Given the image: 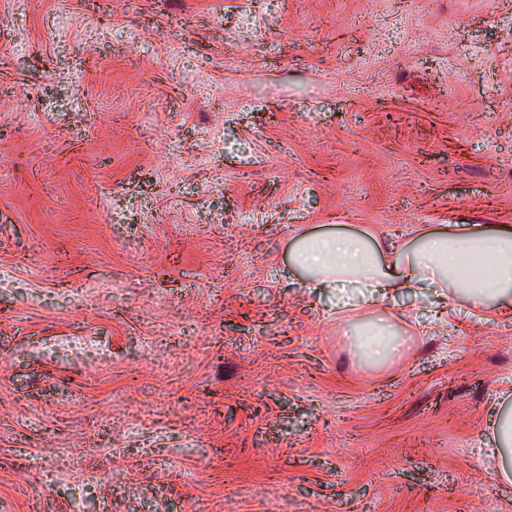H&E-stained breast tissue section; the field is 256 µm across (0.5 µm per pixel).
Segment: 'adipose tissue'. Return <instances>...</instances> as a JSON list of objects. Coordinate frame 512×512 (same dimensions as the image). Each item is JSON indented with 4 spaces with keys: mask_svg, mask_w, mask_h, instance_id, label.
<instances>
[{
    "mask_svg": "<svg viewBox=\"0 0 512 512\" xmlns=\"http://www.w3.org/2000/svg\"><path fill=\"white\" fill-rule=\"evenodd\" d=\"M291 260L310 288H324L342 309L354 311L394 298L403 290L429 295L440 312L468 306L512 312V226L446 224L415 228L408 241L383 243L369 236L297 234ZM360 361L372 365L399 354L389 328L350 325ZM486 457L499 482L512 483V394L501 393L486 429Z\"/></svg>",
    "mask_w": 512,
    "mask_h": 512,
    "instance_id": "adipose-tissue-1",
    "label": "adipose tissue"
}]
</instances>
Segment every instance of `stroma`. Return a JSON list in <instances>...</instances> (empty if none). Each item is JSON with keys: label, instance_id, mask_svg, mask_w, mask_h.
<instances>
[{"label": "stroma", "instance_id": "35a3bbf8", "mask_svg": "<svg viewBox=\"0 0 512 512\" xmlns=\"http://www.w3.org/2000/svg\"><path fill=\"white\" fill-rule=\"evenodd\" d=\"M417 224L512 225V0H0V512H512V320L290 259ZM345 334L352 336V345L357 356L367 365L393 358L401 349L399 337L385 326L351 324ZM511 392H501L496 400L494 413L486 429V458L496 479L504 484L512 483V404ZM496 404V405H495Z\"/></svg>", "mask_w": 512, "mask_h": 512}]
</instances>
